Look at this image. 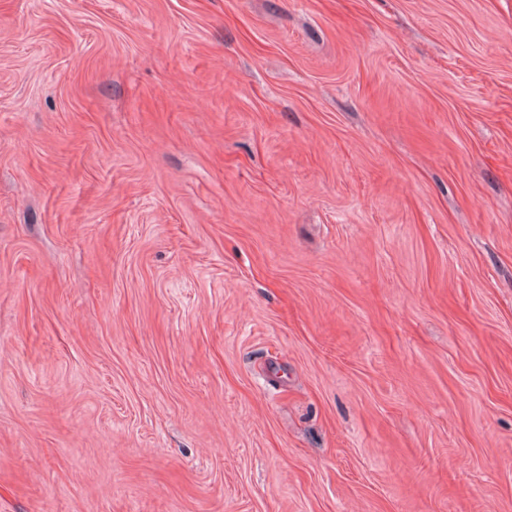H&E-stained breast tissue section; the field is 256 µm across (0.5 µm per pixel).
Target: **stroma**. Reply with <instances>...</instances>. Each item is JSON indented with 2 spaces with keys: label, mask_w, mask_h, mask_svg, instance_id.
<instances>
[{
  "label": "stroma",
  "mask_w": 512,
  "mask_h": 512,
  "mask_svg": "<svg viewBox=\"0 0 512 512\" xmlns=\"http://www.w3.org/2000/svg\"><path fill=\"white\" fill-rule=\"evenodd\" d=\"M0 512H512V0H0Z\"/></svg>",
  "instance_id": "1"
}]
</instances>
